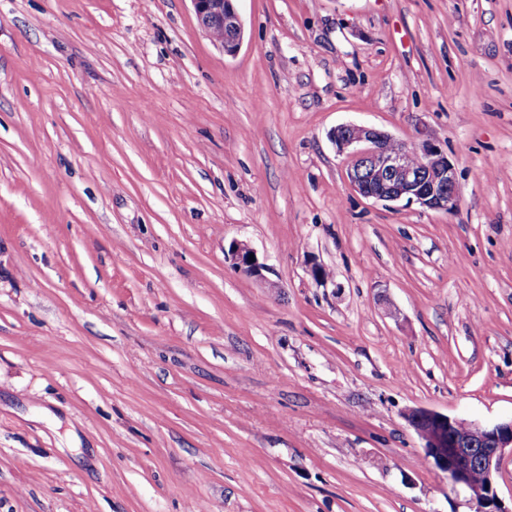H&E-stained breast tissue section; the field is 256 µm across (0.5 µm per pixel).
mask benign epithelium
Listing matches in <instances>:
<instances>
[{
  "instance_id": "obj_1",
  "label": "benign epithelium",
  "mask_w": 512,
  "mask_h": 512,
  "mask_svg": "<svg viewBox=\"0 0 512 512\" xmlns=\"http://www.w3.org/2000/svg\"><path fill=\"white\" fill-rule=\"evenodd\" d=\"M199 24L227 55L240 48L243 26L235 0H191ZM349 158L348 176L362 196L382 202L405 200L431 210L458 205L456 169L434 142L398 140L374 127L345 124L331 134ZM245 242L230 244L227 256L247 276L263 281L266 265L250 258ZM406 420L423 442L425 459L475 506L473 512H512L498 494L506 454L512 455V419L479 425L428 409H413ZM480 479H475V475Z\"/></svg>"
}]
</instances>
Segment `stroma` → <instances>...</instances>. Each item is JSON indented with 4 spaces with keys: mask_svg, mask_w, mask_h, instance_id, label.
Masks as SVG:
<instances>
[{
    "mask_svg": "<svg viewBox=\"0 0 512 512\" xmlns=\"http://www.w3.org/2000/svg\"><path fill=\"white\" fill-rule=\"evenodd\" d=\"M236 8L230 56L190 0H0V512H469L404 414L512 417V0ZM341 124L457 208L355 192ZM331 139L349 158L350 182L362 196L382 202L406 200L431 210L457 207L456 169L430 139L407 142L356 124L336 127ZM250 254L254 255V259H250ZM227 256L239 271L256 280H264L263 271L267 267L264 263L258 261L254 250L247 243L240 241L232 242Z\"/></svg>",
    "mask_w": 512,
    "mask_h": 512,
    "instance_id": "obj_1",
    "label": "stroma"
}]
</instances>
